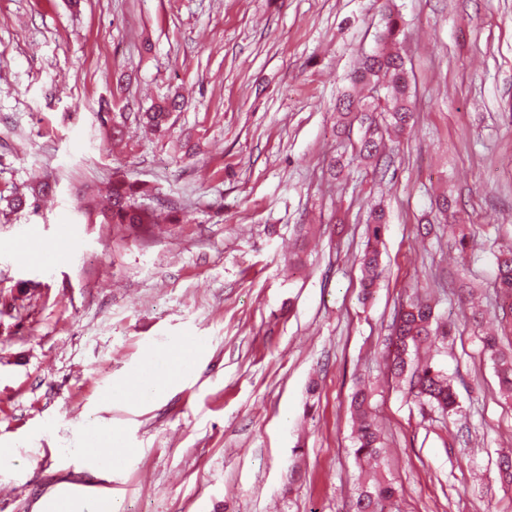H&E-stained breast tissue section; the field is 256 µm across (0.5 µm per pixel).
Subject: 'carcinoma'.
<instances>
[{
	"label": "carcinoma",
	"mask_w": 512,
	"mask_h": 512,
	"mask_svg": "<svg viewBox=\"0 0 512 512\" xmlns=\"http://www.w3.org/2000/svg\"><path fill=\"white\" fill-rule=\"evenodd\" d=\"M402 34L399 19L388 15L382 32V45L363 56L351 78L352 86L367 90L364 99L345 92L336 102V136L344 139L345 147L359 161H369L373 170L385 176L392 163L393 147L387 136L401 135L413 127L415 113L410 101V85L404 57L400 52ZM184 101L163 99L139 114V121L156 133L166 130L170 114L181 109ZM52 192L45 181L37 192L26 196L11 193L8 204L21 210L38 209V197ZM107 206L102 211L109 224H154L157 209L145 207L140 199L153 195V189L131 182L115 174L107 190ZM368 236L360 259L362 274L361 301L367 303L374 296L376 285L383 276L382 251L387 230V215L381 205L374 206L367 221ZM495 288L502 312L501 330L512 332V246L499 249L496 254ZM447 335L446 325L435 315L431 303L422 298L411 300L396 315L389 342L388 370L391 376L409 379V391L419 404L440 409L447 416L458 412L457 393L452 379L433 361L420 363L416 355L420 345L434 336ZM485 350L495 361L503 395L512 399V355L501 350L500 336L483 337ZM355 422L353 455L361 475L354 502V512H387L397 493L393 484L378 475L381 464V432L373 415L369 396L358 388L351 400Z\"/></svg>",
	"instance_id": "carcinoma-1"
}]
</instances>
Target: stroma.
I'll use <instances>...</instances> for the list:
<instances>
[{"label":"stroma","instance_id":"35a3bbf8","mask_svg":"<svg viewBox=\"0 0 512 512\" xmlns=\"http://www.w3.org/2000/svg\"><path fill=\"white\" fill-rule=\"evenodd\" d=\"M399 14L415 124L383 181L330 178L336 98L383 17ZM182 96L165 135L138 112ZM111 103L113 147L97 112ZM180 207L176 224H104L81 199L113 172ZM56 179L38 210L0 216V512L64 491L119 512H351L350 397L371 396L393 512H512L498 453L512 400L477 334L494 329L496 243L512 241V0H0V194ZM460 202L456 228L432 203ZM388 227L384 278L360 303L370 206ZM65 224L78 237L60 235ZM68 245L43 268L18 242ZM467 236L459 254L455 242ZM466 284L479 309L460 304ZM451 325L435 362L460 412L421 411L386 369L411 288ZM203 337L196 370L136 404L115 387ZM134 451L98 475L88 428Z\"/></svg>","mask_w":512,"mask_h":512}]
</instances>
